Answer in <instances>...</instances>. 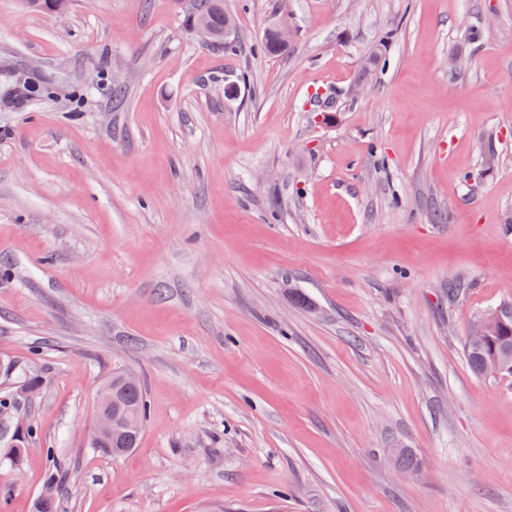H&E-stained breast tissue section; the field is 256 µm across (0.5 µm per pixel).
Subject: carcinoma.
I'll list each match as a JSON object with an SVG mask.
<instances>
[{"instance_id":"1","label":"carcinoma","mask_w":512,"mask_h":512,"mask_svg":"<svg viewBox=\"0 0 512 512\" xmlns=\"http://www.w3.org/2000/svg\"><path fill=\"white\" fill-rule=\"evenodd\" d=\"M205 22L213 33L214 45L226 51L237 47L234 41H224V0H191V5L183 10V22L188 28L199 22ZM466 361L471 371L478 376H491L503 380H512V304L499 307V319L488 328L485 338L479 342H467ZM122 371L112 372V408L121 415L136 418L142 424L149 410L145 390L140 381L121 380ZM32 428H27L23 437L13 440L7 456L11 461L18 460L28 440L33 437ZM140 438H135L134 445L128 446V439L121 434H114L95 449L100 455L121 457L134 450Z\"/></svg>"}]
</instances>
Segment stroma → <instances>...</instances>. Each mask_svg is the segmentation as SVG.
<instances>
[{
    "mask_svg": "<svg viewBox=\"0 0 512 512\" xmlns=\"http://www.w3.org/2000/svg\"><path fill=\"white\" fill-rule=\"evenodd\" d=\"M224 10L231 54L177 0H0V94L52 88L0 107V393L35 380L37 431L0 512L53 456L60 512H512V383L464 355L512 303V0ZM116 368L150 406L121 459L88 445Z\"/></svg>",
    "mask_w": 512,
    "mask_h": 512,
    "instance_id": "35a3bbf8",
    "label": "stroma"
}]
</instances>
